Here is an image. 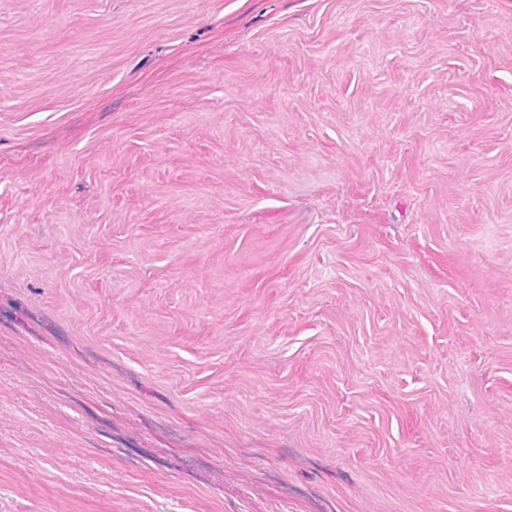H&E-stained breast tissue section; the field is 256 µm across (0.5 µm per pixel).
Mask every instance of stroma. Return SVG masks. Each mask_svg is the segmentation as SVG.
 Returning a JSON list of instances; mask_svg holds the SVG:
<instances>
[{
  "label": "stroma",
  "mask_w": 512,
  "mask_h": 512,
  "mask_svg": "<svg viewBox=\"0 0 512 512\" xmlns=\"http://www.w3.org/2000/svg\"><path fill=\"white\" fill-rule=\"evenodd\" d=\"M0 512H512V0H0Z\"/></svg>",
  "instance_id": "35a3bbf8"
}]
</instances>
